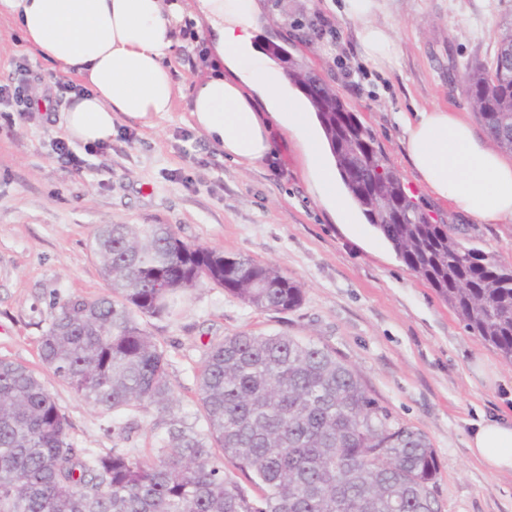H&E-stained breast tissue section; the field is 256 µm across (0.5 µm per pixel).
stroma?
<instances>
[{"label":"stroma","mask_w":512,"mask_h":512,"mask_svg":"<svg viewBox=\"0 0 512 512\" xmlns=\"http://www.w3.org/2000/svg\"><path fill=\"white\" fill-rule=\"evenodd\" d=\"M262 3L261 47L277 44L312 68L373 131L435 217L463 228L467 246L512 263V223L468 221L435 200L410 170L394 121L395 113L436 105L470 113L465 73L474 61L493 62L495 31L512 20V0H380L375 20L398 45L396 65L384 72L361 57L351 22L325 0ZM321 15L336 33L320 40L313 24ZM209 42L196 31L172 55L174 112L149 124L116 118L111 141L93 150L69 143L76 165L57 149L69 93L47 112L22 111L10 95L0 101V358L40 378L68 417L75 448L152 457L169 418L144 407L114 417L88 406L42 363L39 347L56 303L107 294L92 247L100 225L169 224L185 240L274 265L304 290L298 309L276 314L207 285L181 297L172 315L146 319L185 425L205 428L197 375L211 344L240 331L311 340L333 349L372 397L428 436L441 512H512V474L482 466L467 446L478 412L512 410V364L467 332L371 225L336 223L297 137L273 129L272 159L246 169L192 127L184 96L210 68L199 55ZM64 79L26 51L15 25L0 21V86L27 96ZM478 360L487 379L472 371Z\"/></svg>","instance_id":"1"}]
</instances>
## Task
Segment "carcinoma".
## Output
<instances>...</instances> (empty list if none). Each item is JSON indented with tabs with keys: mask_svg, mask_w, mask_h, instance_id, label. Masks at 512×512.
Here are the masks:
<instances>
[{
	"mask_svg": "<svg viewBox=\"0 0 512 512\" xmlns=\"http://www.w3.org/2000/svg\"><path fill=\"white\" fill-rule=\"evenodd\" d=\"M495 35L494 65L473 63L465 91L499 141L498 115L512 111V75L501 74L512 27ZM308 99L366 221L465 329L512 363V264L466 246L460 229L415 201L340 96L324 111ZM94 250L112 295L58 304L40 358L102 412L173 411L165 353L142 320L171 314L193 289L213 285L277 313L304 300L275 266L185 241L168 224H104ZM198 383L205 431L171 424L150 459L81 452L40 379L1 358L0 512H440L428 437L373 398L329 347L235 333L210 346ZM226 462L244 481L226 475Z\"/></svg>",
	"mask_w": 512,
	"mask_h": 512,
	"instance_id": "1",
	"label": "carcinoma"
}]
</instances>
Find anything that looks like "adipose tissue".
Listing matches in <instances>:
<instances>
[{"instance_id": "adipose-tissue-1", "label": "adipose tissue", "mask_w": 512, "mask_h": 512, "mask_svg": "<svg viewBox=\"0 0 512 512\" xmlns=\"http://www.w3.org/2000/svg\"><path fill=\"white\" fill-rule=\"evenodd\" d=\"M378 0H344L362 57L392 67L397 44L375 20ZM258 0H0V19L21 30L27 49L75 75L84 87L63 115L68 138L95 144L112 138L113 118L151 122L172 112V73L165 61L182 43L180 24L191 17L208 26L219 69L194 80L190 116L226 157L246 168L261 165L280 126L315 151L323 205L353 224L350 201L336 192L338 173L329 149H318L316 119L301 89L256 46ZM395 121L412 170L431 196L452 202L482 224L512 223V161L488 144L463 113L435 106L399 112ZM468 447L488 469L512 473V417L480 418Z\"/></svg>"}]
</instances>
